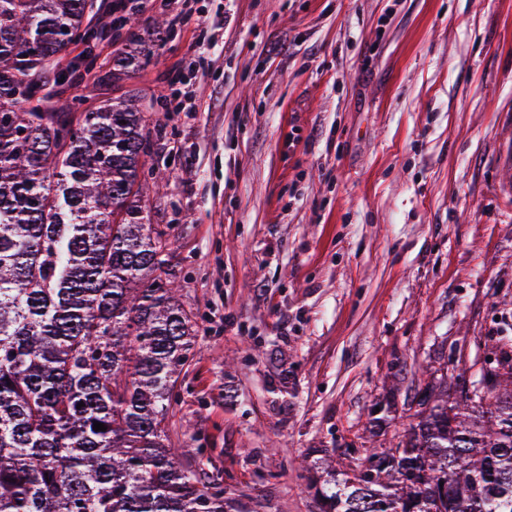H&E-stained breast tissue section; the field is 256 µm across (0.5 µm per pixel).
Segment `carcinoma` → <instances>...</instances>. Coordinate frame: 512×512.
<instances>
[{
	"label": "carcinoma",
	"mask_w": 512,
	"mask_h": 512,
	"mask_svg": "<svg viewBox=\"0 0 512 512\" xmlns=\"http://www.w3.org/2000/svg\"><path fill=\"white\" fill-rule=\"evenodd\" d=\"M93 18V0H0V512H231L170 446L197 330L146 210L145 115L94 97L91 70L65 99L35 79L69 82ZM113 24L126 76L149 53L136 14ZM496 368L472 399L431 372L395 447L312 478L319 512H512V348Z\"/></svg>",
	"instance_id": "obj_1"
}]
</instances>
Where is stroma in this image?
<instances>
[{"label":"stroma","instance_id":"obj_1","mask_svg":"<svg viewBox=\"0 0 512 512\" xmlns=\"http://www.w3.org/2000/svg\"><path fill=\"white\" fill-rule=\"evenodd\" d=\"M193 8L95 90L156 133L150 218L197 329L170 443L238 512H318L300 459L360 464L425 369L475 377L512 339V0ZM177 81L201 111H169Z\"/></svg>","mask_w":512,"mask_h":512}]
</instances>
